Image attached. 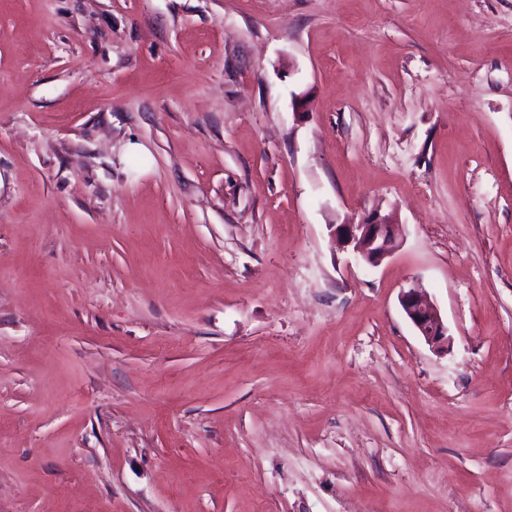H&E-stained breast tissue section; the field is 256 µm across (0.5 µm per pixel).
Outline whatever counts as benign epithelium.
<instances>
[{
	"label": "benign epithelium",
	"instance_id": "7a95c632",
	"mask_svg": "<svg viewBox=\"0 0 512 512\" xmlns=\"http://www.w3.org/2000/svg\"><path fill=\"white\" fill-rule=\"evenodd\" d=\"M335 234L360 262L370 267L378 266L399 246L396 223L375 213L357 223L336 225ZM400 305L428 345L442 348L448 344V327L438 308L420 289L410 288L402 292Z\"/></svg>",
	"mask_w": 512,
	"mask_h": 512
}]
</instances>
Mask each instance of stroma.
Listing matches in <instances>:
<instances>
[{"label":"stroma","instance_id":"1","mask_svg":"<svg viewBox=\"0 0 512 512\" xmlns=\"http://www.w3.org/2000/svg\"><path fill=\"white\" fill-rule=\"evenodd\" d=\"M0 512H512V0H0ZM396 225L371 213L358 223L336 225L335 234L360 262L376 267L399 246ZM400 305L408 320L425 342L436 348L448 345V327L438 308L420 291L409 288L400 296Z\"/></svg>","mask_w":512,"mask_h":512}]
</instances>
